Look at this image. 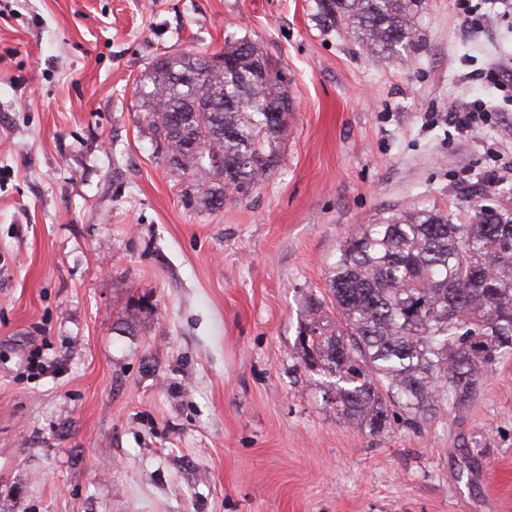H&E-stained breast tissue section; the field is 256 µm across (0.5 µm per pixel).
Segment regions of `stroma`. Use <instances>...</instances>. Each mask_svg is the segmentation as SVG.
Segmentation results:
<instances>
[{
  "label": "stroma",
  "instance_id": "1",
  "mask_svg": "<svg viewBox=\"0 0 512 512\" xmlns=\"http://www.w3.org/2000/svg\"><path fill=\"white\" fill-rule=\"evenodd\" d=\"M469 1L426 0L399 60L315 0H0V512H512V359L465 411L379 435L300 359L349 232L512 207V0ZM242 38L293 115L261 188L211 212L134 88Z\"/></svg>",
  "mask_w": 512,
  "mask_h": 512
}]
</instances>
